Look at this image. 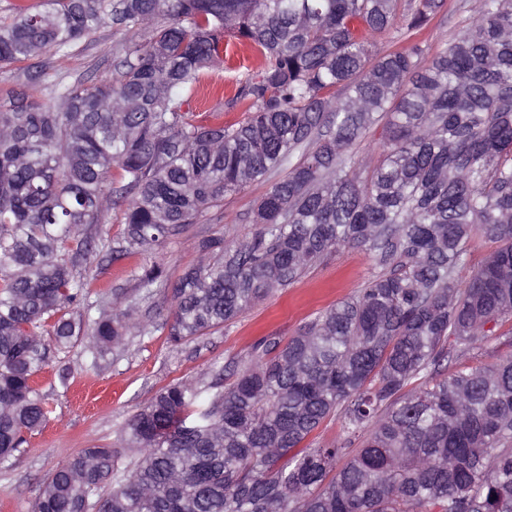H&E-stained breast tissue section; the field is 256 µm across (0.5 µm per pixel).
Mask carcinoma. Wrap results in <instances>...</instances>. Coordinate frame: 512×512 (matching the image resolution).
I'll return each mask as SVG.
<instances>
[{
    "instance_id": "obj_1",
    "label": "carcinoma",
    "mask_w": 512,
    "mask_h": 512,
    "mask_svg": "<svg viewBox=\"0 0 512 512\" xmlns=\"http://www.w3.org/2000/svg\"><path fill=\"white\" fill-rule=\"evenodd\" d=\"M48 5L0 24L1 71L106 24L134 38L116 77L0 103V461L49 419L51 350L96 360L148 334L136 305L155 288H172L179 345L343 248L379 272L288 340L213 366L211 383L161 389L125 448L57 464L33 512H512V353L452 369L496 328L512 340V0H476L470 27L425 63L416 44L382 53L372 39L413 34L442 0ZM228 37L261 57L231 99L247 116L199 123L191 101ZM258 182L248 235L201 240L173 281L143 265L139 293L89 319L102 293L77 256L109 209L119 260ZM479 236L497 246L470 269ZM335 415L343 440L308 443Z\"/></svg>"
}]
</instances>
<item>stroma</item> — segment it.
I'll use <instances>...</instances> for the list:
<instances>
[{
    "label": "stroma",
    "instance_id": "stroma-1",
    "mask_svg": "<svg viewBox=\"0 0 512 512\" xmlns=\"http://www.w3.org/2000/svg\"><path fill=\"white\" fill-rule=\"evenodd\" d=\"M474 7V0H444L411 41L422 47L425 56H432L468 26ZM128 38V33L107 24L68 55L44 57L35 69L0 72V100L14 91L39 100L57 80L95 81L114 73ZM375 41L381 51L403 49L411 42L391 33L379 34ZM259 64L255 54L229 47L223 68L205 75L204 88L191 103L192 112L224 122L243 120L246 104L231 107L227 101L236 92L239 71L257 69ZM264 191V185L255 184L226 197L223 207L210 210L204 221L163 243L156 256L175 276L197 257L202 238L216 234L231 241L241 238L251 229L244 216ZM151 258L135 254L111 263L94 255L85 267L94 278V289L131 294L138 287L136 271ZM375 272L364 250L342 249L311 266L288 288L257 302L231 326L177 346L170 343L165 326L172 292L158 290L139 311L151 323L148 335L134 337L118 353H105L95 364L78 347L56 354L41 375L53 413L13 457L0 462V512H30L50 470L67 457L92 446H121L125 424L163 387L178 381L209 382L213 363L239 360L262 337L295 335L320 312L357 293ZM63 372L68 375L64 384L59 381Z\"/></svg>",
    "mask_w": 512,
    "mask_h": 512
}]
</instances>
